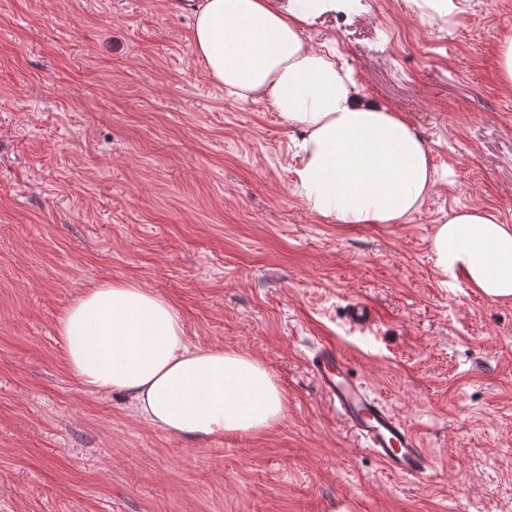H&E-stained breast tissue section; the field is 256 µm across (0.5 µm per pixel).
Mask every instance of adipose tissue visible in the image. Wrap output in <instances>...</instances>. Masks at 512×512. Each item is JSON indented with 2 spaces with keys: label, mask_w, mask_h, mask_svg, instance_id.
<instances>
[{
  "label": "adipose tissue",
  "mask_w": 512,
  "mask_h": 512,
  "mask_svg": "<svg viewBox=\"0 0 512 512\" xmlns=\"http://www.w3.org/2000/svg\"><path fill=\"white\" fill-rule=\"evenodd\" d=\"M349 0H198L192 47L239 100H268L302 130L294 187L337 224H400L435 180L428 151L398 113L361 95L351 72L306 35L315 17ZM431 252L443 276L465 275L494 301L512 302V225L479 208L449 213ZM64 361L89 391L128 397L146 422L195 438L255 434L284 417L282 389L260 361L191 344L175 305L137 284L106 281L59 320Z\"/></svg>",
  "instance_id": "obj_1"
}]
</instances>
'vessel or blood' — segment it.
Instances as JSON below:
<instances>
[{
	"label": "vessel or blood",
	"instance_id": "b4317fda",
	"mask_svg": "<svg viewBox=\"0 0 512 512\" xmlns=\"http://www.w3.org/2000/svg\"><path fill=\"white\" fill-rule=\"evenodd\" d=\"M308 369L329 405L390 473L419 477L429 470L417 436L373 397L335 345L322 342L307 358Z\"/></svg>",
	"mask_w": 512,
	"mask_h": 512
}]
</instances>
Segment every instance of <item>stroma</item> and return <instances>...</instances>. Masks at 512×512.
Segmentation results:
<instances>
[{
  "mask_svg": "<svg viewBox=\"0 0 512 512\" xmlns=\"http://www.w3.org/2000/svg\"><path fill=\"white\" fill-rule=\"evenodd\" d=\"M457 4L355 0L309 26L436 178L404 223L336 224L294 189L299 131L227 96L189 10L0 0V512H512V302L445 282L430 250L463 207L512 224V0ZM105 280L265 364L282 423L191 439L85 391L58 321ZM323 341L418 435L426 476L389 474L336 417L306 363Z\"/></svg>",
  "mask_w": 512,
  "mask_h": 512,
  "instance_id": "35a3bbf8",
  "label": "stroma"
}]
</instances>
